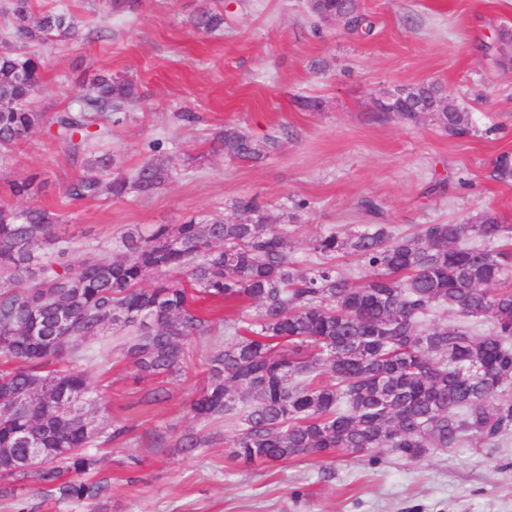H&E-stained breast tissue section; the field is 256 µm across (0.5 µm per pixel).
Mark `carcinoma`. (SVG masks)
Wrapping results in <instances>:
<instances>
[{
	"label": "carcinoma",
	"instance_id": "carcinoma-1",
	"mask_svg": "<svg viewBox=\"0 0 512 512\" xmlns=\"http://www.w3.org/2000/svg\"><path fill=\"white\" fill-rule=\"evenodd\" d=\"M316 25L349 13L347 29L369 35L374 23L359 0H307ZM0 12L16 42L72 41L79 37L63 9L32 16V0H6ZM201 32L224 27L208 8L194 19ZM491 64L512 68V30L482 44ZM43 63L33 55L0 51V148L47 127L87 174L66 186L74 201L150 196L174 175V158L160 144L133 174L114 171L98 150L112 118L140 98L137 84L103 73L74 104L48 116L30 96ZM435 83L399 90L394 105L409 123L428 119L450 137L476 132L458 105L445 112ZM214 150L232 161L270 154L227 125ZM491 177L512 182V154H500ZM231 216L192 217L124 236L121 254L74 265L55 234L62 216L30 203L0 208V497L28 478L27 444L48 454L69 452L37 475V494L55 500L101 502L112 478L100 474L92 449L118 440L129 427L100 426L84 418L86 373L64 359L87 354L86 342L106 327L128 329L123 355L136 372L167 378L182 370L196 338L214 341L205 360L209 383L190 402L193 417L224 418V443L245 463L358 457L369 451L409 462L464 445L495 446L512 429V225L489 210L462 224H419L399 233L369 224L360 233L331 230L311 244L316 257L293 256L288 231L254 200ZM345 254L360 262L362 280L336 264ZM154 284L145 287L148 276ZM200 301L247 303L222 318L201 314ZM448 308L457 320L430 316ZM25 394L28 406L13 411Z\"/></svg>",
	"mask_w": 512,
	"mask_h": 512
}]
</instances>
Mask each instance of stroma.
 <instances>
[{
	"instance_id": "35a3bbf8",
	"label": "stroma",
	"mask_w": 512,
	"mask_h": 512,
	"mask_svg": "<svg viewBox=\"0 0 512 512\" xmlns=\"http://www.w3.org/2000/svg\"><path fill=\"white\" fill-rule=\"evenodd\" d=\"M306 0H139L111 15L105 0H33L34 14L63 6L80 36L68 42L17 45L45 64L32 107L48 114L72 104L82 85L109 72L136 82L140 100L113 123L102 148L133 173L162 140L180 157L173 179L151 197L69 204L64 189L84 169L37 129L0 152V206L21 208L10 183L37 176L35 203L62 216L73 263L119 252L128 230L179 224L187 217L233 215L243 199L265 205L274 223L306 201L292 229V250L312 260L313 239L332 229L354 232L374 222L410 231L455 224L489 209L512 224V184L490 176L492 162L512 152V69L493 67L481 46L512 28V0H361L376 29L352 35L340 25L316 27ZM223 12L224 26L199 32L200 9ZM440 83L470 112L476 129L448 137L432 122L379 119L378 105L397 89ZM320 101V110L304 100ZM244 129L276 151L256 161H230L211 141L224 126ZM372 198L381 216L361 206ZM122 336L104 330L90 347L109 356L81 360L91 381L96 424L118 421L125 437L97 450L112 497L100 504L33 496L29 512H512V433L501 447L454 448L417 462L382 453L277 465L229 462L224 421L189 411L208 384L210 342L190 346L186 372L169 377L164 401L139 404L155 387L136 377L120 352ZM207 445L184 448L186 434ZM164 446L153 445L155 435ZM138 464H131V457Z\"/></svg>"
}]
</instances>
